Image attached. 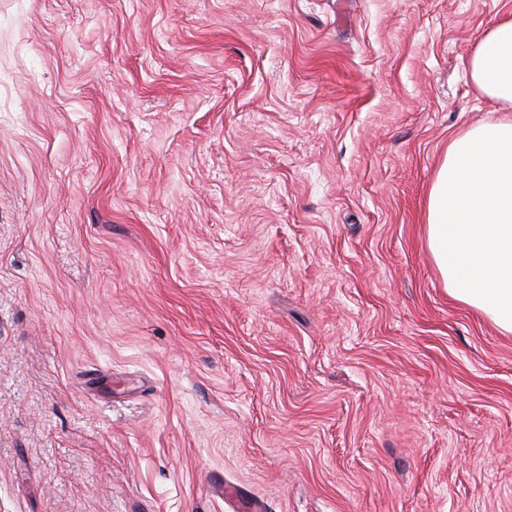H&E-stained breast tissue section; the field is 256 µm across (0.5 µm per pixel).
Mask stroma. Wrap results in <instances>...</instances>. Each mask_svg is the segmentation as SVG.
<instances>
[{"instance_id": "obj_1", "label": "stroma", "mask_w": 512, "mask_h": 512, "mask_svg": "<svg viewBox=\"0 0 512 512\" xmlns=\"http://www.w3.org/2000/svg\"><path fill=\"white\" fill-rule=\"evenodd\" d=\"M512 0H0V512H512V334L427 202Z\"/></svg>"}]
</instances>
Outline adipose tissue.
Listing matches in <instances>:
<instances>
[{
    "mask_svg": "<svg viewBox=\"0 0 512 512\" xmlns=\"http://www.w3.org/2000/svg\"><path fill=\"white\" fill-rule=\"evenodd\" d=\"M474 87L512 110V16L466 64ZM427 241L449 293L512 334V119L473 125L448 144L430 189Z\"/></svg>",
    "mask_w": 512,
    "mask_h": 512,
    "instance_id": "adipose-tissue-1",
    "label": "adipose tissue"
}]
</instances>
